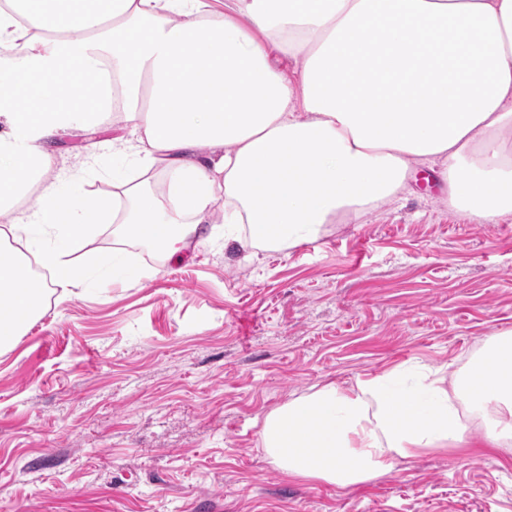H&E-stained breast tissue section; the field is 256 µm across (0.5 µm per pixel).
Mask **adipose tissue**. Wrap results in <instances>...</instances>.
<instances>
[{
  "label": "adipose tissue",
  "mask_w": 512,
  "mask_h": 512,
  "mask_svg": "<svg viewBox=\"0 0 512 512\" xmlns=\"http://www.w3.org/2000/svg\"><path fill=\"white\" fill-rule=\"evenodd\" d=\"M121 110L117 198L54 176L60 133ZM0 347L43 313L25 248L66 292L95 225L174 257L221 223L246 259L320 237L437 164L452 209L512 216V0H6L0 6ZM164 174L153 187V169ZM512 446V329L451 377L404 368L330 383L259 432L288 478L341 488L394 458Z\"/></svg>",
  "instance_id": "obj_1"
}]
</instances>
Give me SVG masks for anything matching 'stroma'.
Returning a JSON list of instances; mask_svg holds the SVG:
<instances>
[{"label": "stroma", "mask_w": 512, "mask_h": 512, "mask_svg": "<svg viewBox=\"0 0 512 512\" xmlns=\"http://www.w3.org/2000/svg\"><path fill=\"white\" fill-rule=\"evenodd\" d=\"M120 115L57 136L60 169L112 192L93 164ZM428 168L398 201L259 252L119 246L103 225L75 251L90 284L0 352V512H512V464L431 450L348 488L291 481L259 444L264 417L330 382L399 365L450 374L512 328V218L450 208ZM129 270L111 278L113 261Z\"/></svg>", "instance_id": "35a3bbf8"}]
</instances>
